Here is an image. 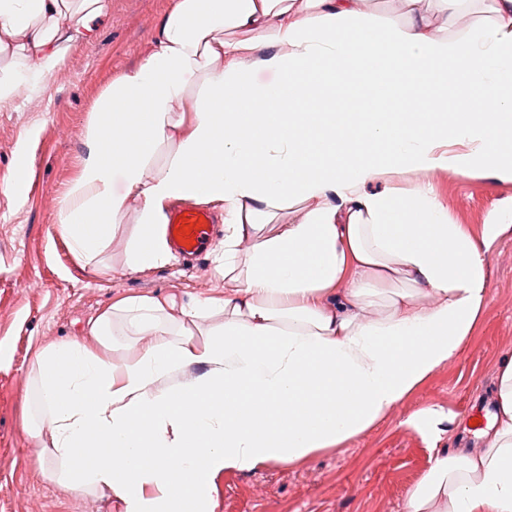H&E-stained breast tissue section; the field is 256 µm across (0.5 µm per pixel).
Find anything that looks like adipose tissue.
Masks as SVG:
<instances>
[{
	"instance_id": "ef3b65f1",
	"label": "adipose tissue",
	"mask_w": 512,
	"mask_h": 512,
	"mask_svg": "<svg viewBox=\"0 0 512 512\" xmlns=\"http://www.w3.org/2000/svg\"><path fill=\"white\" fill-rule=\"evenodd\" d=\"M406 2L400 23L362 0H176L152 55L102 95L55 216L72 253L88 263L104 253L133 197L127 264L165 266L170 207L212 205L224 223L214 261L229 279L184 323L164 300L128 297L90 325L99 350L70 340L37 352L45 477L109 493L120 512H213L224 473L292 465L358 436L458 357L487 308L485 255L512 200L476 239L449 223L431 183L386 179L448 169L512 179V0H488L492 22L458 36L437 34L427 15L460 19L464 0ZM59 4L0 0V33L22 34L42 74L107 10L79 0L62 28ZM228 30L248 38L225 40ZM337 86L379 90L397 107L324 111ZM192 90L196 111L178 116ZM274 97L309 109H246ZM295 206L298 221L265 231ZM123 336L153 342L128 355ZM192 366L201 374L167 384ZM495 398L484 448L437 453L407 512H512V356L499 361Z\"/></svg>"
}]
</instances>
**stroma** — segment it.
I'll return each instance as SVG.
<instances>
[{
    "label": "stroma",
    "mask_w": 512,
    "mask_h": 512,
    "mask_svg": "<svg viewBox=\"0 0 512 512\" xmlns=\"http://www.w3.org/2000/svg\"><path fill=\"white\" fill-rule=\"evenodd\" d=\"M174 0H109L91 40H74L57 67L0 102V512H117L114 499L73 491L43 477L40 443L23 423L38 349L78 340L99 343L88 327L130 296L173 300V321L189 303L224 295L213 253L190 267L181 260L147 271L127 255L137 229L136 200L110 237L97 267L79 264L58 234L55 215L78 178L86 127L112 82L156 48L157 26ZM25 170L24 197L10 190ZM431 182L450 222L480 236L497 204L512 198V179L451 170L395 175L398 186ZM488 307L463 352L365 433L317 451L297 465L273 463L218 481L214 512H406L408 490L437 449L483 445L496 405L498 361L512 355V229L486 254Z\"/></svg>",
    "instance_id": "obj_1"
}]
</instances>
